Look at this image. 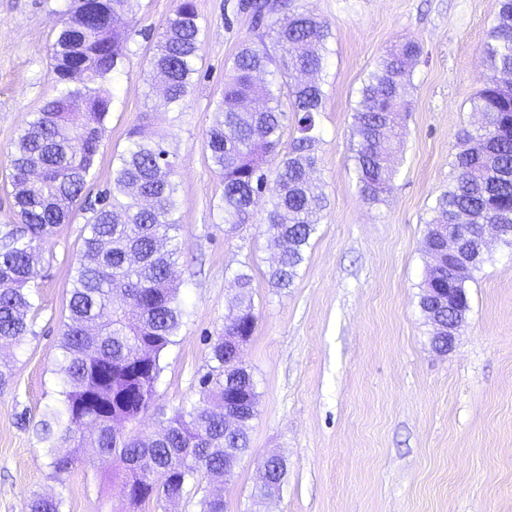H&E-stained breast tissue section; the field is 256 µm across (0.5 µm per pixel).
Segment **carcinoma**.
<instances>
[{"label": "carcinoma", "instance_id": "obj_1", "mask_svg": "<svg viewBox=\"0 0 512 512\" xmlns=\"http://www.w3.org/2000/svg\"><path fill=\"white\" fill-rule=\"evenodd\" d=\"M499 9L481 54L500 78L472 99L486 120L483 130H463L454 154L455 176L436 200L426 223L425 253L433 260L421 285L419 308L432 327L431 344L448 353V281L465 288L485 261L481 228L503 225L501 241L512 246V0ZM82 23H63L51 45L55 95L25 123L11 156L14 207L21 225L0 236V346L21 347L32 333L28 314L38 308L33 290L43 245L80 207L112 110L114 74L127 57L128 31L140 0H84L76 5ZM259 42L234 55L224 91L214 102L222 115L207 137L209 168L223 190L217 203L224 224H245L255 201L267 194V224L277 248L268 271L271 287H290L318 230L327 196L318 185L319 117L326 94L319 75L326 69L329 23L290 8L288 0H253ZM271 37L266 44L265 36ZM202 32L195 0H178L157 33L149 60L151 84L162 96L160 112L185 105L201 57ZM421 55L412 40L394 45L363 80L353 111L354 170L363 200L384 201L394 170L389 149L399 138L396 117L411 109L412 73ZM294 120L298 136L285 152L279 146ZM167 134L133 128L116 157L112 186L84 211L82 250L70 263L68 314L58 342L59 398L37 424L50 477L63 482L84 449H97L99 468L123 497L121 512L149 500H168L187 488L201 494L200 512H225L224 495L202 480L224 484L237 459L250 449V422L259 394L251 371L237 356L232 337L254 331L252 276L240 270L238 322L224 325L211 345L200 397L171 416L158 414L146 434L142 422L153 407L161 354L175 343L185 310L172 280L178 256L180 208L175 160ZM450 236L463 241L461 279L440 261L437 248ZM240 421L224 438V411ZM269 483L253 494V505L272 496L287 465L264 462ZM55 496L33 495L25 512H62Z\"/></svg>", "mask_w": 512, "mask_h": 512}]
</instances>
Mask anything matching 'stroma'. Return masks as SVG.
I'll use <instances>...</instances> for the list:
<instances>
[{
  "label": "stroma",
  "mask_w": 512,
  "mask_h": 512,
  "mask_svg": "<svg viewBox=\"0 0 512 512\" xmlns=\"http://www.w3.org/2000/svg\"><path fill=\"white\" fill-rule=\"evenodd\" d=\"M330 25L327 94L317 153L328 205L294 284L272 288L274 249L261 219L220 223L221 180L208 166L214 102L242 44L258 35L238 0H195L203 46L180 117L148 112L143 96L154 35L176 0H141L128 59L95 174L93 203L110 184L128 130L165 128L176 155L181 224L174 277L187 315L166 351L157 411L194 401L211 345L234 312L232 279L252 277L257 315L241 350L259 393L250 451L224 492L226 512H250L266 458H285L278 494L260 512H512V248L489 238L468 284L469 310L447 354L431 347L418 306L429 258L424 232L455 175L458 134L481 122L473 95L495 78L480 47L498 0H290ZM74 0H0V234L19 222L10 152L25 122L54 93L50 47ZM418 42L413 105L385 203L367 204L353 171V109L362 80L393 43ZM83 212L45 245L34 284L39 308L20 349L2 348L12 376L0 391V512H24L32 495L61 496L66 512H100L115 500L85 452L64 482L50 476L35 425L58 391L53 372L66 314L70 265L82 246Z\"/></svg>",
  "instance_id": "35a3bbf8"
}]
</instances>
